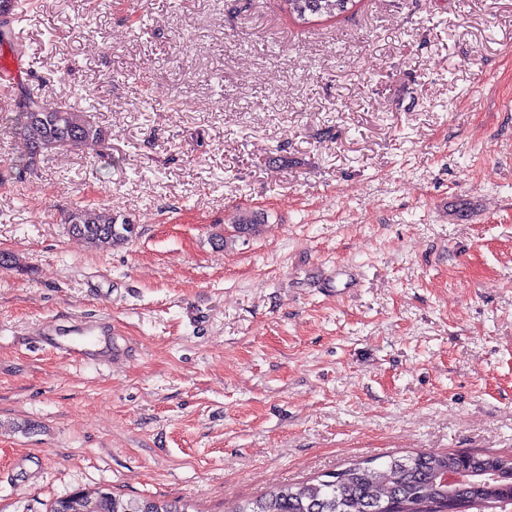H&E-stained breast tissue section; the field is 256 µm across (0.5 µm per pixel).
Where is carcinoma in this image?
<instances>
[{
    "mask_svg": "<svg viewBox=\"0 0 512 512\" xmlns=\"http://www.w3.org/2000/svg\"><path fill=\"white\" fill-rule=\"evenodd\" d=\"M294 21L308 25L348 13L356 0H281ZM23 0H7L0 17V43L22 21ZM18 112L14 136L19 140L22 172L32 173L42 157L64 146L95 149L104 131L79 112L56 106L44 97L23 94L14 99ZM263 217L242 212L234 220L238 236L258 232ZM68 233L92 246L131 240L137 226L111 211L88 204L68 212ZM458 469L463 481L451 489L442 476ZM512 512V456L494 453H417L406 457L357 460L327 479L299 486L283 485L237 505L231 512ZM102 512H189L181 501L123 499L112 495Z\"/></svg>",
    "mask_w": 512,
    "mask_h": 512,
    "instance_id": "obj_1",
    "label": "carcinoma"
}]
</instances>
